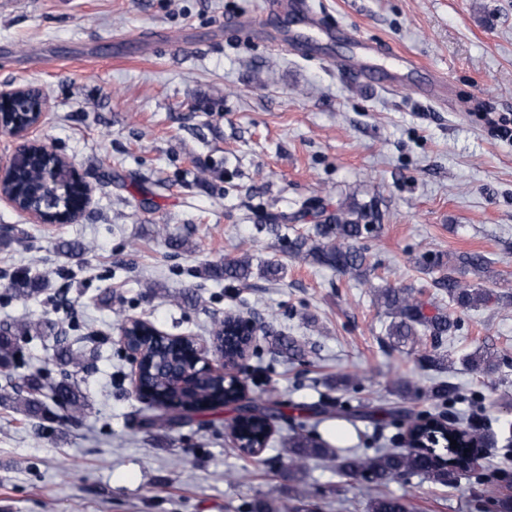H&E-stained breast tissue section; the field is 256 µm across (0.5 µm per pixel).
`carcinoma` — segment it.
Masks as SVG:
<instances>
[{"mask_svg": "<svg viewBox=\"0 0 512 512\" xmlns=\"http://www.w3.org/2000/svg\"><path fill=\"white\" fill-rule=\"evenodd\" d=\"M46 164L43 155L34 152L21 160L12 190L22 198L26 197L35 180L34 173ZM382 219L379 210L372 204H347L342 202L336 212L328 215L323 223L314 226L313 235H298L288 240V251L305 254L314 262L335 268L345 274H351L362 282H368L365 267L366 257L354 242L374 232ZM438 273L434 285L446 290L451 305L461 310L487 306L512 297L496 295L487 290L467 284L461 276L469 271L482 272L488 268V260L479 253H468L454 259L435 257L429 261ZM250 257L242 256L224 266V276L247 282L252 277ZM380 305L391 317L387 327V336L399 346H415L430 338L431 347L440 345L444 337L453 335L459 327L458 320L443 311L432 315L424 312V304L403 288L386 287L378 294ZM47 327L41 322H21L14 331L0 332V374L11 377L10 368L15 354L14 340L19 336H42ZM132 340L148 345V352L140 363V385L157 395L178 400V407L170 412L148 419L151 427H167L178 420L205 409L235 404L238 399L224 393V380L211 375L199 379L197 390L177 394L165 386V377L173 365L181 361L186 348L170 340L155 338L148 333L132 336ZM471 370L488 375L499 368L498 357L488 347L478 348L464 359ZM51 396L64 409V417L75 418L85 413L86 407L79 391L69 382V375L49 387L43 386L37 376L10 385L3 392L6 399H15L24 414L35 417L44 410L43 397ZM429 396L442 402H452L456 397V387L446 380H439L429 388ZM277 404L276 392H266V402H252L244 414H238L230 428L237 431L239 439L247 444H264L268 440L267 430L274 419L273 406ZM434 420L432 415L402 414V422L408 428L428 430V424ZM442 446L445 453H436V446ZM288 456L294 462L293 468L299 469L309 459L329 463L336 472L362 481L375 493L367 505V512H410L406 500L392 494H385L379 488L388 482L411 476H423L434 483L446 484L452 481L460 471L448 466V460L460 454L449 446V440L443 434L431 440V446L424 449L411 448L406 451L378 450L371 457L357 453L339 455L337 449L323 444L303 433L295 432L286 442ZM492 512H512V494L496 493L489 496ZM316 505L297 504L295 501H281L269 492L264 499L257 501L253 512H312Z\"/></svg>", "mask_w": 512, "mask_h": 512, "instance_id": "1", "label": "carcinoma"}]
</instances>
